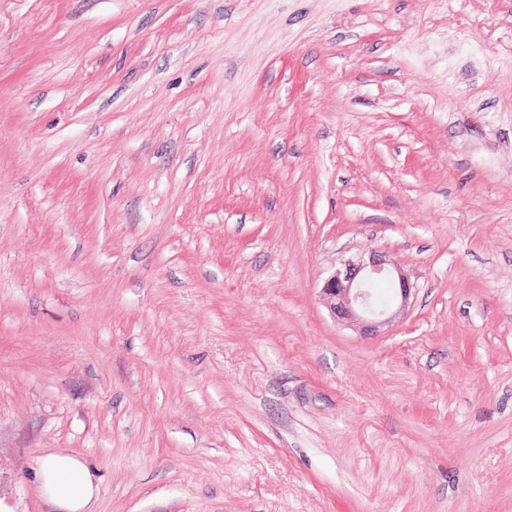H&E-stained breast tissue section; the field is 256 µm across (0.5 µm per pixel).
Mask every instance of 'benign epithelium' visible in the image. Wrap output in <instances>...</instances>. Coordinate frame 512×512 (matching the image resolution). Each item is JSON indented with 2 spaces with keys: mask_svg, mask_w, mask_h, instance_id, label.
Wrapping results in <instances>:
<instances>
[{
  "mask_svg": "<svg viewBox=\"0 0 512 512\" xmlns=\"http://www.w3.org/2000/svg\"><path fill=\"white\" fill-rule=\"evenodd\" d=\"M389 281L395 290L393 300L376 305L367 289L374 279ZM415 286L397 260L372 253L367 257L347 259L323 281L320 288L322 303L333 318L359 328L364 336L376 335L410 306Z\"/></svg>",
  "mask_w": 512,
  "mask_h": 512,
  "instance_id": "1",
  "label": "benign epithelium"
}]
</instances>
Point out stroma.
<instances>
[{
    "label": "stroma",
    "mask_w": 512,
    "mask_h": 512,
    "mask_svg": "<svg viewBox=\"0 0 512 512\" xmlns=\"http://www.w3.org/2000/svg\"><path fill=\"white\" fill-rule=\"evenodd\" d=\"M57 451L91 512H512V0H0L13 512ZM386 279L395 290L393 300L383 306L382 297L376 292L384 280L369 285L375 301L367 289L374 279ZM415 286L397 260L371 253L367 258L359 256L347 259L323 281L320 288L322 303L336 320L345 321L358 327L363 336L377 335L379 329L411 304ZM397 310L394 312V308Z\"/></svg>",
    "instance_id": "stroma-1"
}]
</instances>
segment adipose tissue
Here are the masks:
<instances>
[{
  "label": "adipose tissue",
  "instance_id": "obj_1",
  "mask_svg": "<svg viewBox=\"0 0 512 512\" xmlns=\"http://www.w3.org/2000/svg\"><path fill=\"white\" fill-rule=\"evenodd\" d=\"M36 477L47 501L58 512H89L98 492L86 462L65 452H55L42 459Z\"/></svg>",
  "mask_w": 512,
  "mask_h": 512
}]
</instances>
